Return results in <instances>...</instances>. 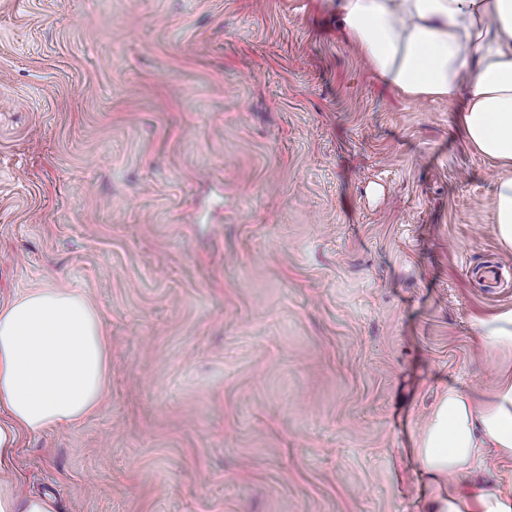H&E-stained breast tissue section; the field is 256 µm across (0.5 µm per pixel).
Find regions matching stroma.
<instances>
[{"mask_svg": "<svg viewBox=\"0 0 512 512\" xmlns=\"http://www.w3.org/2000/svg\"><path fill=\"white\" fill-rule=\"evenodd\" d=\"M336 0H0V305L88 296L101 408L21 436L60 512H427L444 384L512 352L495 165ZM502 264L497 294L467 269ZM479 335L495 348L512 349V310L501 311L479 320Z\"/></svg>", "mask_w": 512, "mask_h": 512, "instance_id": "obj_1", "label": "stroma"}]
</instances>
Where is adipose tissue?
<instances>
[{
	"mask_svg": "<svg viewBox=\"0 0 512 512\" xmlns=\"http://www.w3.org/2000/svg\"><path fill=\"white\" fill-rule=\"evenodd\" d=\"M339 25L374 73L410 98L462 103L468 145L495 162L499 242L512 249V0H340ZM110 367L102 315L74 291L42 288L0 307V512H58L7 473L21 434L95 413ZM512 460V373L494 394L448 387L416 450L431 512H512V481L470 486L487 450Z\"/></svg>",
	"mask_w": 512,
	"mask_h": 512,
	"instance_id": "adipose-tissue-1",
	"label": "adipose tissue"
}]
</instances>
